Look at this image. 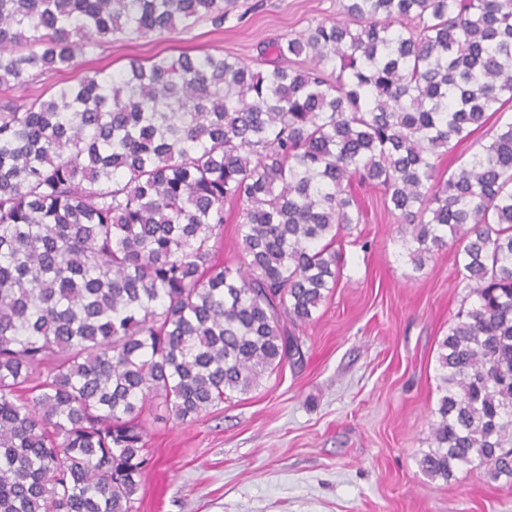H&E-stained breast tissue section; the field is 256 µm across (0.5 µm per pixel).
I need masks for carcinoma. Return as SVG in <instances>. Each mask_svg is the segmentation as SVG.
<instances>
[{"mask_svg":"<svg viewBox=\"0 0 512 512\" xmlns=\"http://www.w3.org/2000/svg\"><path fill=\"white\" fill-rule=\"evenodd\" d=\"M235 3L0 0V88ZM271 49L265 71L181 52L0 98V512H138L148 422L300 365L334 244L364 223L355 180L415 269L463 241L476 303L439 344L422 470L512 481V121L448 178L435 164L512 108V0H342ZM224 210L226 219L224 223V253L219 255V260L224 261V265L235 266L239 256L235 220L236 206L226 203Z\"/></svg>","mask_w":512,"mask_h":512,"instance_id":"carcinoma-1","label":"carcinoma"}]
</instances>
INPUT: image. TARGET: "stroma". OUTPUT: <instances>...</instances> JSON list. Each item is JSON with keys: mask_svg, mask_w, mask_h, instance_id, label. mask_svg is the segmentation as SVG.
Here are the masks:
<instances>
[{"mask_svg": "<svg viewBox=\"0 0 512 512\" xmlns=\"http://www.w3.org/2000/svg\"><path fill=\"white\" fill-rule=\"evenodd\" d=\"M241 24L116 36L76 67L9 90L16 104L55 82L125 68L129 58L187 51L256 63L259 47L337 17L340 0H238ZM368 214L343 236L338 284L303 326V362L186 423L150 424L139 512H512V484L485 466L431 479L419 461L438 407V344L475 299L456 247L421 270L399 256L395 215L379 189L353 184Z\"/></svg>", "mask_w": 512, "mask_h": 512, "instance_id": "35a3bbf8", "label": "stroma"}]
</instances>
